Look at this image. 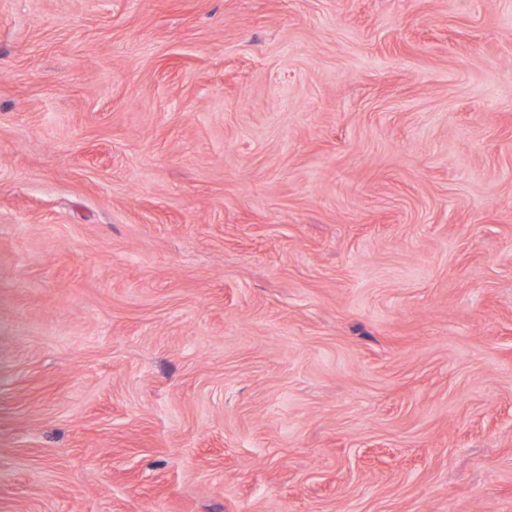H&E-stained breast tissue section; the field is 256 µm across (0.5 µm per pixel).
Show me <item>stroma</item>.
<instances>
[{
	"label": "stroma",
	"mask_w": 512,
	"mask_h": 512,
	"mask_svg": "<svg viewBox=\"0 0 512 512\" xmlns=\"http://www.w3.org/2000/svg\"><path fill=\"white\" fill-rule=\"evenodd\" d=\"M0 512H512V0H0Z\"/></svg>",
	"instance_id": "1"
}]
</instances>
